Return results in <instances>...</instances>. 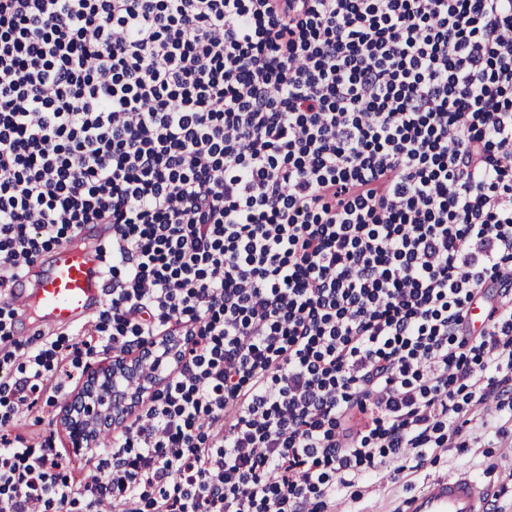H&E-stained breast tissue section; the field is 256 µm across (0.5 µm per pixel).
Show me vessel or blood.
Listing matches in <instances>:
<instances>
[{
    "mask_svg": "<svg viewBox=\"0 0 512 512\" xmlns=\"http://www.w3.org/2000/svg\"><path fill=\"white\" fill-rule=\"evenodd\" d=\"M105 282L96 253L70 243L56 249L46 272L28 271L10 295L33 306L47 325H73L95 313L104 300ZM409 512H487L484 489L470 473L434 482L411 498Z\"/></svg>",
    "mask_w": 512,
    "mask_h": 512,
    "instance_id": "b4317fda",
    "label": "vessel or blood"
}]
</instances>
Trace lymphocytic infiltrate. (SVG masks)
Segmentation results:
<instances>
[{
    "label": "lymphocytic infiltrate",
    "mask_w": 512,
    "mask_h": 512,
    "mask_svg": "<svg viewBox=\"0 0 512 512\" xmlns=\"http://www.w3.org/2000/svg\"><path fill=\"white\" fill-rule=\"evenodd\" d=\"M90 224L107 302L17 340ZM168 336L94 471L15 433ZM479 408L512 434V0H0V512H326Z\"/></svg>",
    "instance_id": "lymphocytic-infiltrate-1"
}]
</instances>
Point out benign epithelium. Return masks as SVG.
Returning <instances> with one entry per match:
<instances>
[{
	"instance_id": "benign-epithelium-1",
	"label": "benign epithelium",
	"mask_w": 512,
	"mask_h": 512,
	"mask_svg": "<svg viewBox=\"0 0 512 512\" xmlns=\"http://www.w3.org/2000/svg\"><path fill=\"white\" fill-rule=\"evenodd\" d=\"M145 384L138 357L124 351L113 352L105 366L88 367L60 416L73 447L85 448L126 421L138 407Z\"/></svg>"
}]
</instances>
